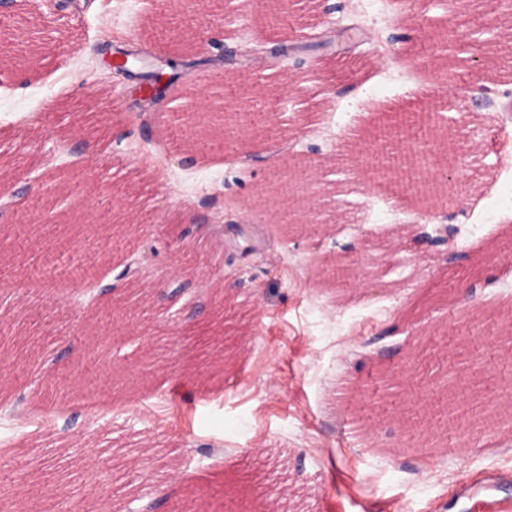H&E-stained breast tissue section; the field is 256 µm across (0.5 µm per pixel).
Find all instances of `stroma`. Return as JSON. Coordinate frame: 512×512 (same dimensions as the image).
Listing matches in <instances>:
<instances>
[{
	"mask_svg": "<svg viewBox=\"0 0 512 512\" xmlns=\"http://www.w3.org/2000/svg\"><path fill=\"white\" fill-rule=\"evenodd\" d=\"M0 33L43 51L0 59V512H467V488L512 495V429L473 440L466 411L512 389V74L495 0H17ZM329 41L317 68L243 53L237 30ZM208 56L155 101L114 84L102 46ZM283 114L199 141L226 75ZM491 108L456 113L430 144L456 168L432 198L373 179L378 110L432 107L453 86ZM128 137L121 145L113 133ZM306 159L338 201L326 232L255 208ZM454 224L453 242H434ZM425 240L401 242L408 225ZM92 261V286L60 279ZM155 303H115L131 261ZM229 318L209 323L215 279ZM397 334H387L389 326ZM114 416L90 423L87 404ZM51 414V429L24 425Z\"/></svg>",
	"mask_w": 512,
	"mask_h": 512,
	"instance_id": "obj_1",
	"label": "stroma"
}]
</instances>
